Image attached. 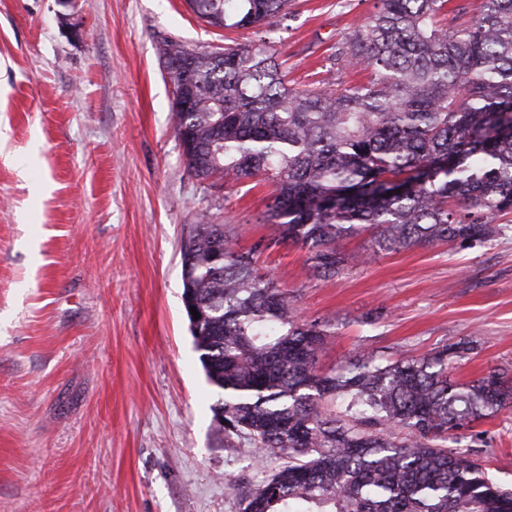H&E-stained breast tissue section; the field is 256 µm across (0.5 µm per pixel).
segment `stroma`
Segmentation results:
<instances>
[{
  "label": "stroma",
  "mask_w": 512,
  "mask_h": 512,
  "mask_svg": "<svg viewBox=\"0 0 512 512\" xmlns=\"http://www.w3.org/2000/svg\"><path fill=\"white\" fill-rule=\"evenodd\" d=\"M377 5L296 0L271 24L222 30L185 0H0V512H242L277 468L216 430L222 394L194 348L180 254L204 213L236 249L270 237L271 188L189 174L158 45L266 43L289 86L312 90ZM495 221L470 246L346 239L363 261L332 279L298 245L257 262L302 320H330L323 367L467 340L450 379L512 376V213ZM457 440L512 486V411Z\"/></svg>",
  "instance_id": "1"
}]
</instances>
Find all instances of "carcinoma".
<instances>
[{
    "label": "carcinoma",
    "instance_id": "1",
    "mask_svg": "<svg viewBox=\"0 0 512 512\" xmlns=\"http://www.w3.org/2000/svg\"><path fill=\"white\" fill-rule=\"evenodd\" d=\"M211 27L262 26L291 0H186ZM381 0L332 64L367 81L288 87L277 53L207 50L168 39L159 58L188 109L172 106L187 169L206 181L272 187L274 237L232 246L200 218L181 249L182 301L224 439L282 460L243 512H512V490L445 446L450 432L512 410V379L493 369L448 379L465 343L325 368L330 321L298 319L293 296L256 266L261 247L307 248L314 274L356 259L343 241L381 250L486 242L512 211V0Z\"/></svg>",
    "mask_w": 512,
    "mask_h": 512
}]
</instances>
